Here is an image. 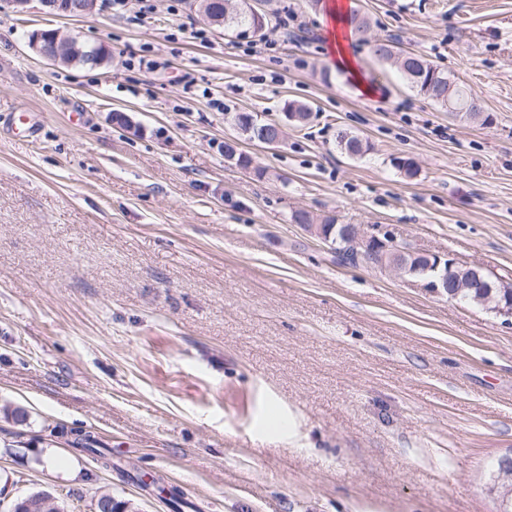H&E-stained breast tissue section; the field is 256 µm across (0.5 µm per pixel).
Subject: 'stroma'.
<instances>
[{"instance_id": "stroma-1", "label": "stroma", "mask_w": 512, "mask_h": 512, "mask_svg": "<svg viewBox=\"0 0 512 512\" xmlns=\"http://www.w3.org/2000/svg\"><path fill=\"white\" fill-rule=\"evenodd\" d=\"M346 2L370 25L347 45L357 79L310 0H265L277 49L252 55L196 0H155L142 20L137 0L85 18L0 0V512L38 491L68 512L105 492L174 512L173 488L184 512H498L512 317L338 265L291 215L386 230L512 283V0ZM38 28L110 60L48 65L27 46ZM383 39L471 88L491 123L417 93L375 55ZM148 48L166 70L127 66ZM189 78L224 111L185 100ZM288 100L313 119L278 148L231 123L282 119ZM340 128L362 157L337 148ZM228 138L250 169L227 162ZM351 38L350 31L348 34L340 32L336 28L335 43L336 49L333 48L334 64L336 67L343 69L354 76V78H360L359 69L357 67V60H355L347 51L344 42Z\"/></svg>"}]
</instances>
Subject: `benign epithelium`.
I'll use <instances>...</instances> for the list:
<instances>
[{
  "label": "benign epithelium",
  "instance_id": "benign-epithelium-1",
  "mask_svg": "<svg viewBox=\"0 0 512 512\" xmlns=\"http://www.w3.org/2000/svg\"><path fill=\"white\" fill-rule=\"evenodd\" d=\"M41 4L50 15L85 17L94 14L97 0H70L66 4L61 3V0H41ZM28 46L52 65H89L99 68L107 62V55L98 46L83 43L60 28L30 32ZM341 233L352 241L355 249L370 256L373 263L386 265L422 282L423 287L431 293L443 295L448 293V289L459 287L461 264L451 256L444 258L440 255L424 254L422 260L415 263L414 270L409 271L395 262L396 241L392 236L369 235L362 227L353 224L341 225Z\"/></svg>",
  "mask_w": 512,
  "mask_h": 512
}]
</instances>
